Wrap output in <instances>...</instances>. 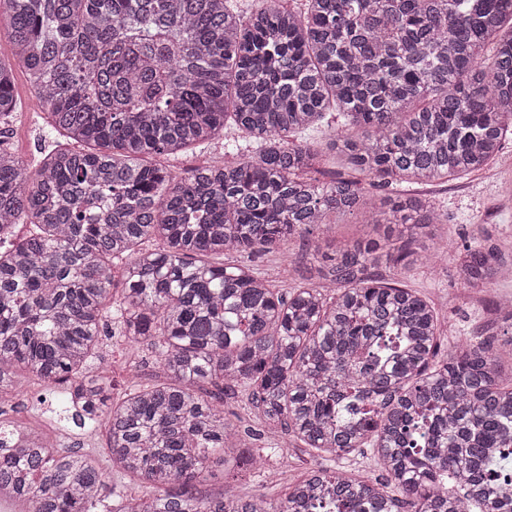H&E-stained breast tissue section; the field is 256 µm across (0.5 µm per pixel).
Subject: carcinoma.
<instances>
[{"mask_svg": "<svg viewBox=\"0 0 512 512\" xmlns=\"http://www.w3.org/2000/svg\"><path fill=\"white\" fill-rule=\"evenodd\" d=\"M2 21L0 118L22 111L18 67L79 147L56 143L32 179L0 140V404L23 375L69 382L73 423L103 421L112 466L160 494L118 493L95 458L0 421V498L29 512H512L488 489L491 449L512 448V381L491 342L439 355L431 304L371 273L434 255L437 207L398 195L382 210L358 180L310 176V148L283 139L337 112L333 146L380 186L483 169L512 134V0H254L245 15L227 0H0ZM228 117L254 155L180 178L144 163L223 135ZM331 213L407 238L314 255L300 276L323 288L286 295L244 262L205 261L303 240ZM453 263L488 288L512 255L485 238ZM109 322L164 372L133 375L117 404L109 377L86 374ZM229 385L311 450L374 447L385 480L319 468L277 502L196 495L211 464L254 461L224 415Z\"/></svg>", "mask_w": 512, "mask_h": 512, "instance_id": "carcinoma-1", "label": "carcinoma"}]
</instances>
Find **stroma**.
<instances>
[{"mask_svg": "<svg viewBox=\"0 0 512 512\" xmlns=\"http://www.w3.org/2000/svg\"><path fill=\"white\" fill-rule=\"evenodd\" d=\"M15 94L23 110L8 122L6 143L16 155L33 164L51 143L52 135L43 111L33 102L28 79L20 71L15 74ZM339 123V116L332 112L305 133L286 136L289 144L311 148L316 155L313 174L323 182L352 175L343 156L332 146L333 133ZM405 190L432 200L445 214L446 220L438 226L437 235L447 241L449 249L487 237L502 253H512V139L506 141L500 157L480 171L429 186L409 184ZM367 232V227L359 224L356 216L339 215L327 231L316 235L315 247L298 241L255 255L252 265L257 275L285 293L299 284V270L313 249L330 255L336 248L364 237ZM374 272L429 301L438 319L441 350L454 348L462 338L481 336L492 340L494 350L501 357L502 368L512 367V316L497 307L499 298L512 296V280L499 282L493 288L461 284L455 277L451 259L444 255L394 272L381 265L375 267ZM94 365L111 373L112 397L116 400L128 390L129 368H136L145 380L161 374L147 347L131 346L111 330L102 338L100 357ZM65 398V385L46 387L34 381L27 383L8 403L7 412L0 415V420L54 434L61 448L96 456L103 468L111 469L112 483L118 490L144 498L154 496L155 490L150 485L112 469L104 452L102 428L75 427L67 418ZM224 412L239 436L247 440L250 448L256 449V463L253 471L231 469L225 476L204 481L198 487L201 494H216L226 489L241 497L261 495L277 500L287 486L318 467L356 478L381 479L386 475L373 449L364 448L336 458L306 448L290 432L269 429L261 415L249 406L242 388L226 390Z\"/></svg>", "mask_w": 512, "mask_h": 512, "instance_id": "35a3bbf8", "label": "stroma"}]
</instances>
